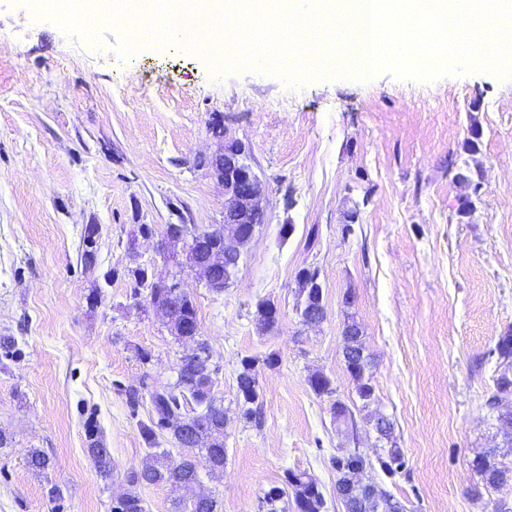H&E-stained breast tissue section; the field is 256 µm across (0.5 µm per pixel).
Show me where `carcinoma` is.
<instances>
[{
  "label": "carcinoma",
  "instance_id": "carcinoma-1",
  "mask_svg": "<svg viewBox=\"0 0 512 512\" xmlns=\"http://www.w3.org/2000/svg\"><path fill=\"white\" fill-rule=\"evenodd\" d=\"M239 225L220 224L215 227L219 243H232L234 248L226 253L224 261L213 267L214 281L218 287L215 293L224 291L227 272H237L238 266L233 258L241 254V248L247 240L238 234ZM298 286L297 306L302 312L318 315L325 311L322 302V289L315 280L313 270L301 269L296 275ZM160 300L168 305L171 314L182 320L196 321L197 310L193 300L186 294L170 291H158ZM258 321L266 332L271 331L278 322L277 309L270 301L257 304ZM180 341L195 342V349L179 359L176 364V381L168 388L150 393L153 414L149 423L141 426V432L148 445L146 458L137 468L126 474L130 485L123 494L121 512H146L143 499L136 491L142 485H163L174 491L187 487L198 480L199 461L205 460L208 473L216 476L224 471L226 448L218 442L217 427L226 424L224 404L214 394L217 374L216 366L211 361L207 344L198 341L196 336H180ZM364 346L359 325L352 321L343 330V357L346 368L356 383V392L363 407L367 408L374 402V388L371 377L367 376L369 362L363 356ZM279 362L277 354L270 352L264 358L247 356L241 360V369L237 375V407L241 418L251 420L259 410L260 389L258 381L259 366L268 368ZM308 383L318 395L330 396L335 393L332 380L322 372L310 376ZM168 434L175 445L182 450L180 458H172L170 451L159 447L158 437ZM87 454L93 461L100 475L104 478L113 476L115 466L109 449L100 440H93ZM365 462V458H349L345 461L337 456L330 458L331 466L338 473L336 493L341 495L345 512H404L403 506L390 499V496L379 491L371 484H358L351 479L350 469ZM380 469L389 475L397 473L404 461L400 451L392 449L387 456L377 458ZM476 469L485 483L499 489L512 481V469L502 467L495 462L492 454H486L476 460ZM284 484L293 490L292 508L294 512H324L326 499L316 478L306 472L287 471ZM285 490L271 487L263 497L265 512H285L278 507ZM177 512H222L219 501L209 496L202 500L180 499Z\"/></svg>",
  "mask_w": 512,
  "mask_h": 512
}]
</instances>
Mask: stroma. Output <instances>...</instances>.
Listing matches in <instances>:
<instances>
[{"label": "stroma", "mask_w": 512, "mask_h": 512, "mask_svg": "<svg viewBox=\"0 0 512 512\" xmlns=\"http://www.w3.org/2000/svg\"><path fill=\"white\" fill-rule=\"evenodd\" d=\"M95 35L97 46L84 45L28 0H0V336L15 340L0 347V512H54V484L64 512H112L140 464L149 393L174 382L191 346L139 304L123 271L150 263L165 276L166 225L223 222L224 186L201 164L219 147L215 118L265 184L266 222L223 293L184 273L228 415L224 471L202 475L201 490L223 512H262L286 471H304L327 512H343L331 456L357 447L373 461L397 447L404 471L372 465L363 477L406 512H512V486L487 487L473 466L492 448L512 468L487 406L503 369L494 349L512 329V78L384 72L289 86L254 70L212 77L175 46L123 57L114 30L100 24ZM460 170L480 191L456 180ZM465 196L474 206L462 217ZM89 224L100 228L91 271ZM141 224L152 238L138 237ZM304 267L318 269L326 310L309 326L296 316ZM263 300L278 313L270 332L256 317ZM351 321L375 391L367 408L343 357ZM271 352L279 362L260 369L254 424L239 415L236 377L243 357ZM318 371L334 396L310 388ZM336 400L354 429L334 423ZM379 414L390 438L374 427ZM91 424L112 478L86 452ZM35 448L51 460L47 473L27 464Z\"/></svg>", "instance_id": "1"}]
</instances>
